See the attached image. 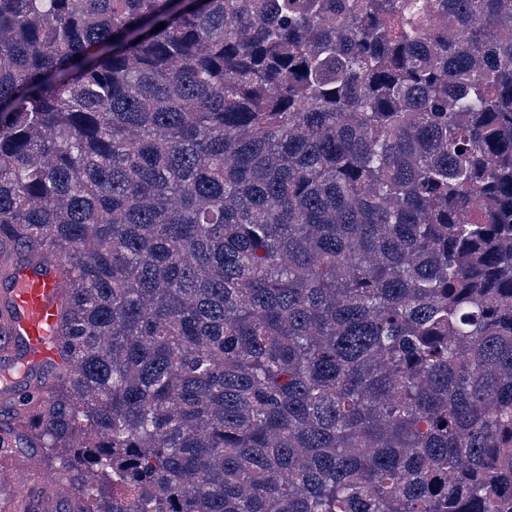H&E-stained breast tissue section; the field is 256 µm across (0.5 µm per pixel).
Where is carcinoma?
Here are the masks:
<instances>
[{
	"instance_id": "1",
	"label": "carcinoma",
	"mask_w": 512,
	"mask_h": 512,
	"mask_svg": "<svg viewBox=\"0 0 512 512\" xmlns=\"http://www.w3.org/2000/svg\"><path fill=\"white\" fill-rule=\"evenodd\" d=\"M32 252L64 512H512V0H0Z\"/></svg>"
}]
</instances>
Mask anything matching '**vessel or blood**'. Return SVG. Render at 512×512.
Here are the masks:
<instances>
[{
    "label": "vessel or blood",
    "mask_w": 512,
    "mask_h": 512,
    "mask_svg": "<svg viewBox=\"0 0 512 512\" xmlns=\"http://www.w3.org/2000/svg\"><path fill=\"white\" fill-rule=\"evenodd\" d=\"M12 278L0 290V366H24L35 378L69 370L56 339L67 301L63 274L33 258L14 268Z\"/></svg>",
    "instance_id": "b4317fda"
}]
</instances>
